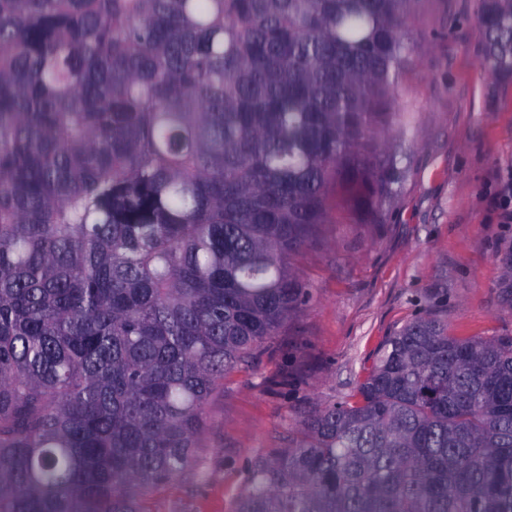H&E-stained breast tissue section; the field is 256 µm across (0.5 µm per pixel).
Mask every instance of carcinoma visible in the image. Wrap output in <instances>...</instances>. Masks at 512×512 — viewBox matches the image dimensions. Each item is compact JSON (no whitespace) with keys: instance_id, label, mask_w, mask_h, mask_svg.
I'll return each instance as SVG.
<instances>
[{"instance_id":"carcinoma-1","label":"carcinoma","mask_w":512,"mask_h":512,"mask_svg":"<svg viewBox=\"0 0 512 512\" xmlns=\"http://www.w3.org/2000/svg\"><path fill=\"white\" fill-rule=\"evenodd\" d=\"M410 0H0V512H141L293 257L396 182ZM512 69V0L481 18ZM237 512H512V336L425 315Z\"/></svg>"}]
</instances>
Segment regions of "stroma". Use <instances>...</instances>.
I'll return each instance as SVG.
<instances>
[{
	"instance_id": "1",
	"label": "stroma",
	"mask_w": 512,
	"mask_h": 512,
	"mask_svg": "<svg viewBox=\"0 0 512 512\" xmlns=\"http://www.w3.org/2000/svg\"><path fill=\"white\" fill-rule=\"evenodd\" d=\"M487 0H411L390 109L402 136L383 221L331 193V222L293 260L310 301L211 395L194 462L144 512H237L255 463L295 443L317 407L356 393L384 342L425 314L455 336L512 335V70L484 73Z\"/></svg>"
}]
</instances>
